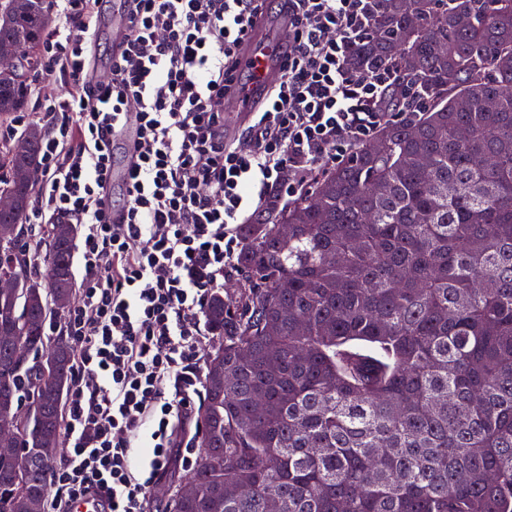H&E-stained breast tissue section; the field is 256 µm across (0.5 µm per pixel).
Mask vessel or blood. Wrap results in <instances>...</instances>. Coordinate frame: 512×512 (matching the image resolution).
I'll use <instances>...</instances> for the list:
<instances>
[{"mask_svg": "<svg viewBox=\"0 0 512 512\" xmlns=\"http://www.w3.org/2000/svg\"><path fill=\"white\" fill-rule=\"evenodd\" d=\"M101 26L111 28L113 39H120L127 30V14L122 0H114L111 16L101 19ZM287 44L264 46L260 27H253L237 49L243 69L249 70L250 81L243 92L235 96L236 107L224 119V137L232 139L240 126L252 118L255 105L267 100L270 90L279 82L281 64Z\"/></svg>", "mask_w": 512, "mask_h": 512, "instance_id": "b4317fda", "label": "vessel or blood"}]
</instances>
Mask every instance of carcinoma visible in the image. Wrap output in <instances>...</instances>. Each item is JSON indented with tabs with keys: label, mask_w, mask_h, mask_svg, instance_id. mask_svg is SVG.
Wrapping results in <instances>:
<instances>
[{
	"label": "carcinoma",
	"mask_w": 512,
	"mask_h": 512,
	"mask_svg": "<svg viewBox=\"0 0 512 512\" xmlns=\"http://www.w3.org/2000/svg\"><path fill=\"white\" fill-rule=\"evenodd\" d=\"M51 23L43 0H0V52L35 48L0 79L1 124L28 106ZM351 63L392 71L401 110L241 225L243 288L204 308L220 349L185 430L194 489L175 486L167 512H512V0H378ZM45 137L31 122L0 143V195L17 201L0 212V272L17 282L0 294V416L20 427L0 512H48L74 369L50 301L76 298L80 226L25 224Z\"/></svg>",
	"instance_id": "obj_1"
}]
</instances>
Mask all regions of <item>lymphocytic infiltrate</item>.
Returning <instances> with one entry per match:
<instances>
[{
    "label": "lymphocytic infiltrate",
    "mask_w": 512,
    "mask_h": 512,
    "mask_svg": "<svg viewBox=\"0 0 512 512\" xmlns=\"http://www.w3.org/2000/svg\"><path fill=\"white\" fill-rule=\"evenodd\" d=\"M282 80L233 142L224 97L242 89L236 47L266 0H126L128 32L107 82L91 57L102 0H44L57 19L36 96L49 132L28 224H77L85 277L62 320L76 356L54 512L89 496L145 512L151 486L195 463L181 432L202 386L203 311L236 272L238 228L293 201L317 168L371 137L394 79L347 65L376 0H284ZM137 139L123 203L112 141Z\"/></svg>",
    "instance_id": "obj_1"
}]
</instances>
